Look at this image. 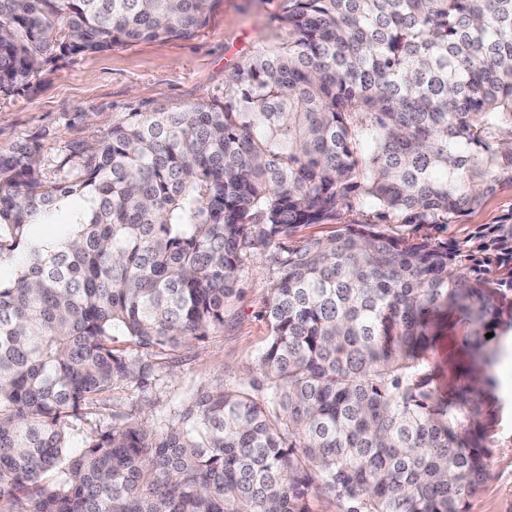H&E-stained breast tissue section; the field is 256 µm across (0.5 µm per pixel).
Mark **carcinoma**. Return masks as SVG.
Listing matches in <instances>:
<instances>
[{
	"mask_svg": "<svg viewBox=\"0 0 512 512\" xmlns=\"http://www.w3.org/2000/svg\"><path fill=\"white\" fill-rule=\"evenodd\" d=\"M287 2L286 39L224 103L129 112L53 182L35 148L0 150V512H308L312 492L344 512H467L512 330V221L438 233L512 184V0ZM215 3L0 0V94L62 57L189 39ZM354 193L376 221L340 222ZM68 206L56 244L30 235ZM310 225L334 229L285 244ZM258 251V377L160 433L114 409L97 422L114 383L151 384L145 356L224 327ZM448 308L472 362L444 395L426 352Z\"/></svg>",
	"mask_w": 512,
	"mask_h": 512,
	"instance_id": "cac0c4a2",
	"label": "carcinoma"
}]
</instances>
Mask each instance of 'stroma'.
I'll use <instances>...</instances> for the list:
<instances>
[{
  "mask_svg": "<svg viewBox=\"0 0 512 512\" xmlns=\"http://www.w3.org/2000/svg\"><path fill=\"white\" fill-rule=\"evenodd\" d=\"M285 0H217L208 25L189 39L140 42L102 53L64 57L43 66L30 85L0 95V149L25 142L35 147L45 180L72 145L98 141L129 112L222 101L229 75L263 47L285 36L280 18ZM512 217V184H500L470 216L447 225L442 238L459 240L477 225ZM263 255H253L239 273L224 307V326L175 355L157 352L149 390L114 384L107 398L150 429L164 427L172 404L209 387L245 385L270 334L265 316L270 290ZM428 363L440 388L459 385L469 358L467 325L448 317L436 329ZM491 375L499 399L490 420L486 479L466 496L468 512H512V349H504Z\"/></svg>",
  "mask_w": 512,
  "mask_h": 512,
  "instance_id": "35a3bbf8",
  "label": "stroma"
}]
</instances>
